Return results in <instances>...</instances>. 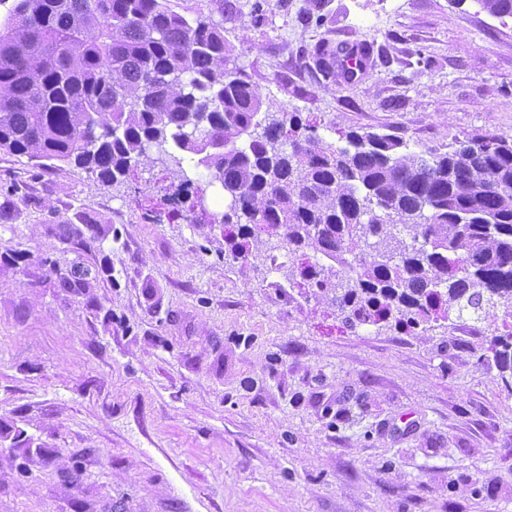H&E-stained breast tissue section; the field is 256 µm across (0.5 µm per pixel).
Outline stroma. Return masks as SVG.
Segmentation results:
<instances>
[{
	"instance_id": "stroma-1",
	"label": "stroma",
	"mask_w": 512,
	"mask_h": 512,
	"mask_svg": "<svg viewBox=\"0 0 512 512\" xmlns=\"http://www.w3.org/2000/svg\"><path fill=\"white\" fill-rule=\"evenodd\" d=\"M165 3L327 143L512 137V17L477 0ZM197 161L102 183L0 151V512H512L494 321L347 328L281 236L232 259Z\"/></svg>"
}]
</instances>
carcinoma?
I'll return each instance as SVG.
<instances>
[{"instance_id": "1", "label": "carcinoma", "mask_w": 512, "mask_h": 512, "mask_svg": "<svg viewBox=\"0 0 512 512\" xmlns=\"http://www.w3.org/2000/svg\"><path fill=\"white\" fill-rule=\"evenodd\" d=\"M512 17V0H477ZM224 30L163 0H16L0 27V150L83 168L106 183L150 159L155 141L201 155L229 202L213 223L283 231L309 286L344 322L408 328L512 313V139L485 134L428 156L388 134L327 144L292 116L262 124L257 89L225 63ZM288 133L289 149L280 146ZM512 370V331H492Z\"/></svg>"}]
</instances>
